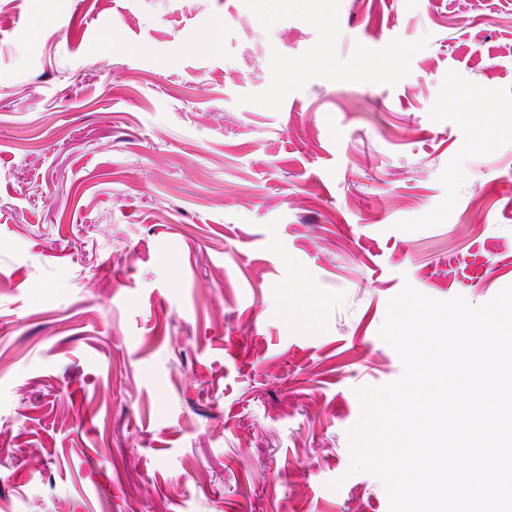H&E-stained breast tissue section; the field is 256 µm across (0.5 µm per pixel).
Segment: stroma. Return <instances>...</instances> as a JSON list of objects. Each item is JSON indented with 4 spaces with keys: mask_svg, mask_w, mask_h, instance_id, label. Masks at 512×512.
Listing matches in <instances>:
<instances>
[{
    "mask_svg": "<svg viewBox=\"0 0 512 512\" xmlns=\"http://www.w3.org/2000/svg\"><path fill=\"white\" fill-rule=\"evenodd\" d=\"M407 284L512 285V0H0V512H389Z\"/></svg>",
    "mask_w": 512,
    "mask_h": 512,
    "instance_id": "1",
    "label": "stroma"
}]
</instances>
